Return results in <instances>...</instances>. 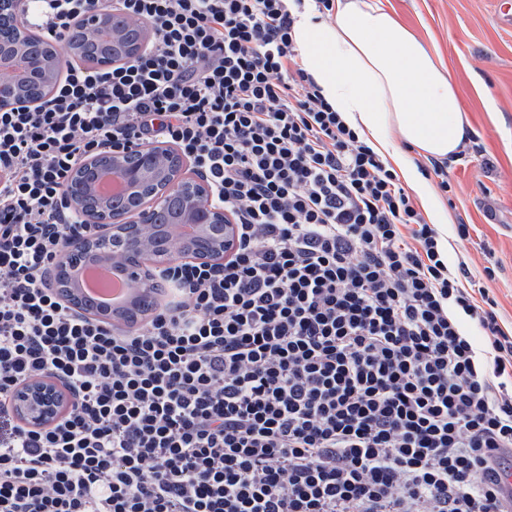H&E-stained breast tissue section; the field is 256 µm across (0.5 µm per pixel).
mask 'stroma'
Here are the masks:
<instances>
[{
  "label": "stroma",
  "instance_id": "obj_1",
  "mask_svg": "<svg viewBox=\"0 0 512 512\" xmlns=\"http://www.w3.org/2000/svg\"><path fill=\"white\" fill-rule=\"evenodd\" d=\"M449 72L471 128L468 144L448 159L454 194L444 212L467 224L471 239H451V264L480 275L497 263L488 287L512 326V18L500 0H381Z\"/></svg>",
  "mask_w": 512,
  "mask_h": 512
}]
</instances>
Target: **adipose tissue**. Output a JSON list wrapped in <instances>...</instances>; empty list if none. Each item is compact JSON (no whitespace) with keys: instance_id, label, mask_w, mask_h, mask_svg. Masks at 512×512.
<instances>
[{"instance_id":"ef3b65f1","label":"adipose tissue","mask_w":512,"mask_h":512,"mask_svg":"<svg viewBox=\"0 0 512 512\" xmlns=\"http://www.w3.org/2000/svg\"><path fill=\"white\" fill-rule=\"evenodd\" d=\"M295 43L303 67L331 106L392 163L431 223L446 219L409 150L446 158L465 145V120L450 77L379 0H336L333 22L301 16Z\"/></svg>"}]
</instances>
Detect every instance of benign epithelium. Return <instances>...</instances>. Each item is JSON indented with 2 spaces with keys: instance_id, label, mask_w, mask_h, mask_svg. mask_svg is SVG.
<instances>
[{
  "instance_id": "obj_1",
  "label": "benign epithelium",
  "mask_w": 512,
  "mask_h": 512,
  "mask_svg": "<svg viewBox=\"0 0 512 512\" xmlns=\"http://www.w3.org/2000/svg\"><path fill=\"white\" fill-rule=\"evenodd\" d=\"M108 18L109 11L95 10L79 25L93 36L103 35L112 41L114 61L139 53L152 37L151 31L140 25L137 41L129 43L124 34L109 29ZM59 76L55 57L35 60L22 40L0 42L1 110L30 103L23 96L26 86L37 82L49 86ZM164 155L163 151L141 147L108 153L112 169L123 176L132 194L134 206L126 214L111 213L101 201L91 207V188L85 195L67 193L71 210L81 215L83 223L94 225L91 235L76 237V251L131 266L138 288L150 300L161 288L152 277L151 266L169 262L176 253L199 262H213L230 253L237 240L236 226L224 209L205 202L210 194L205 180L187 176L181 162L169 170L164 169L160 162ZM171 188L182 197L180 223L199 225L201 242L177 239L156 223V215L164 207ZM72 402L73 398L61 382L50 377L30 380L14 394L17 415L30 428L53 422Z\"/></svg>"
}]
</instances>
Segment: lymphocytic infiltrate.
Wrapping results in <instances>:
<instances>
[{"label": "lymphocytic infiltrate", "instance_id": "lymphocytic-infiltrate-1", "mask_svg": "<svg viewBox=\"0 0 512 512\" xmlns=\"http://www.w3.org/2000/svg\"><path fill=\"white\" fill-rule=\"evenodd\" d=\"M334 0H23L64 42L109 9L153 39L67 61L0 112V512H512V328L397 172L299 62L294 24ZM177 146L237 227L223 261L123 329L46 284L74 238L71 173ZM482 335L475 343L468 327ZM73 403L23 425L22 383Z\"/></svg>", "mask_w": 512, "mask_h": 512}]
</instances>
